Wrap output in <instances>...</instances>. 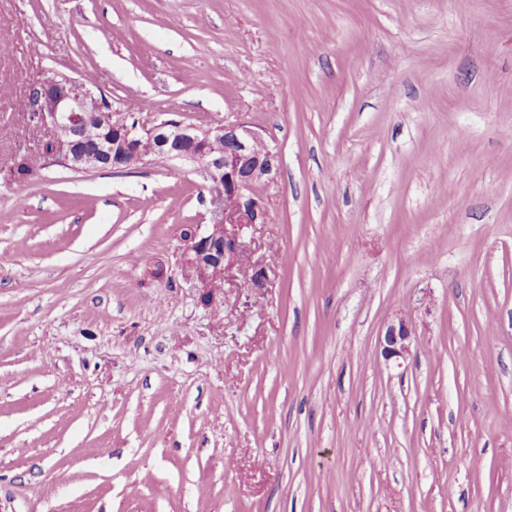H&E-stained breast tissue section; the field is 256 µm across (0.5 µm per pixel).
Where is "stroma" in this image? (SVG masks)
I'll use <instances>...</instances> for the list:
<instances>
[{
  "mask_svg": "<svg viewBox=\"0 0 512 512\" xmlns=\"http://www.w3.org/2000/svg\"><path fill=\"white\" fill-rule=\"evenodd\" d=\"M87 74L277 148L212 303L196 164L12 178ZM1 85L0 512H512V0H0ZM412 326L405 317H397L387 325L379 340L380 354L386 362L405 360L410 351Z\"/></svg>",
  "mask_w": 512,
  "mask_h": 512,
  "instance_id": "1",
  "label": "stroma"
}]
</instances>
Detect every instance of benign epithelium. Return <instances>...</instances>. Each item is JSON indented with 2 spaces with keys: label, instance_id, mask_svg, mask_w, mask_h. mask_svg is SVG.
<instances>
[{
  "label": "benign epithelium",
  "instance_id": "7a95c632",
  "mask_svg": "<svg viewBox=\"0 0 512 512\" xmlns=\"http://www.w3.org/2000/svg\"><path fill=\"white\" fill-rule=\"evenodd\" d=\"M26 103L28 121L52 146L50 165L77 172H117L161 157L188 158L200 165L210 183L211 218L208 224L187 226L182 256L204 298H214L219 292L216 279L242 266L247 255L243 230L266 223L255 189L275 177L279 153L262 131L245 123L204 129L173 119L132 127L105 111L101 97L84 82L68 76L32 85ZM90 140L92 148L87 146ZM221 141L222 152L216 149ZM411 337L409 320H392L379 340L383 359H406Z\"/></svg>",
  "mask_w": 512,
  "mask_h": 512
}]
</instances>
